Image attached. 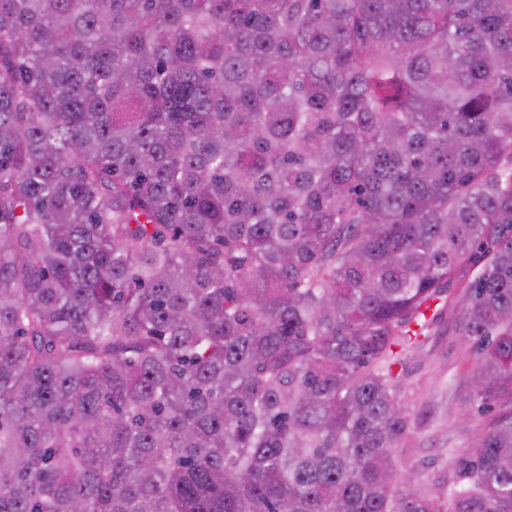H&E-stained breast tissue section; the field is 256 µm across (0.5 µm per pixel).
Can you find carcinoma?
<instances>
[{"label":"carcinoma","instance_id":"1","mask_svg":"<svg viewBox=\"0 0 512 512\" xmlns=\"http://www.w3.org/2000/svg\"><path fill=\"white\" fill-rule=\"evenodd\" d=\"M0 512H512V0H0ZM463 288L448 293L449 311L433 328L431 336L410 357L401 387V399L413 414L431 410L429 422L417 427L397 449L404 467L420 470L435 486H448L456 455L470 444L471 437L483 433L499 414L498 410L476 418L468 434L460 433L455 423L470 409L467 396L455 391L472 365V343L460 336L451 310L463 298Z\"/></svg>","mask_w":512,"mask_h":512}]
</instances>
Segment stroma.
<instances>
[{
	"label": "stroma",
	"mask_w": 512,
	"mask_h": 512,
	"mask_svg": "<svg viewBox=\"0 0 512 512\" xmlns=\"http://www.w3.org/2000/svg\"><path fill=\"white\" fill-rule=\"evenodd\" d=\"M473 359L471 342L460 336L453 316L448 314L406 365L401 399L413 414L426 413L430 419L401 442L397 457L403 466L420 470L427 482L437 486L447 485L456 456L469 446L472 435L483 433L495 419L491 413L477 417L468 434L455 428L470 404L454 386Z\"/></svg>",
	"instance_id": "35a3bbf8"
}]
</instances>
